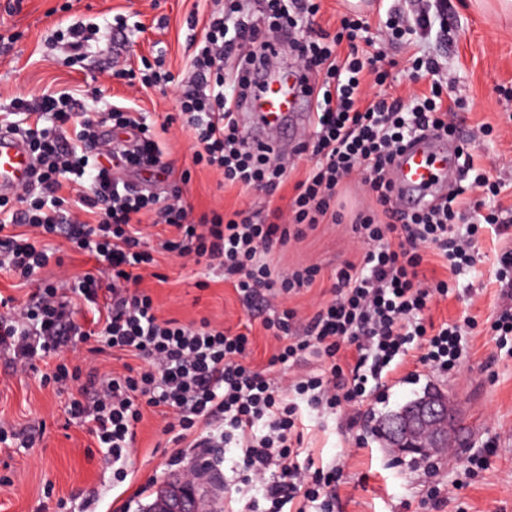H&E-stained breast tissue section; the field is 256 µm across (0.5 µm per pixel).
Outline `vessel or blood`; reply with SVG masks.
I'll use <instances>...</instances> for the list:
<instances>
[{
  "instance_id": "obj_1",
  "label": "vessel or blood",
  "mask_w": 512,
  "mask_h": 512,
  "mask_svg": "<svg viewBox=\"0 0 512 512\" xmlns=\"http://www.w3.org/2000/svg\"><path fill=\"white\" fill-rule=\"evenodd\" d=\"M249 84L257 88L238 121L252 147L283 149L290 137L310 120L313 97L301 73L277 69L274 73L249 71ZM33 158L27 144L0 129V195L13 193L31 180ZM453 167L448 162V142L441 138L412 143L392 166L395 199L405 209L429 205L446 193Z\"/></svg>"
}]
</instances>
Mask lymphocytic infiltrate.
<instances>
[{"label": "lymphocytic infiltrate", "instance_id": "lymphocytic-infiltrate-1", "mask_svg": "<svg viewBox=\"0 0 512 512\" xmlns=\"http://www.w3.org/2000/svg\"><path fill=\"white\" fill-rule=\"evenodd\" d=\"M319 11V0H257L253 7L224 0L208 18L179 101L195 164L220 174L227 186L275 197L293 164L273 147H249L235 114L251 93L243 74L268 67L272 38L284 35L296 48V68L315 93L311 132L299 149L316 161L288 201L266 215H198L180 195L167 199L115 177L118 169L147 170L157 181L174 174L158 145L169 124L151 130L135 107L115 106L92 119L63 91L17 99L5 120L7 130L26 140L35 168L32 182L0 199V269L40 286L22 305L0 295V306L11 311L0 317V349L22 366L56 358L53 381H72L79 391L70 418L89 425L112 459L117 482L128 476L124 462L143 410L151 407L177 441L199 453L234 444L243 479L260 486L266 512H310L316 504L326 510L336 497L335 474L308 475L294 462L303 443L300 406L330 414L350 410L355 426L364 418L367 381L397 373L411 344L421 350L418 362L439 372L452 371L463 357L464 320L437 325L425 319L449 285L427 276L423 262L431 255L455 273L472 267L478 226L469 224L462 234L456 226L503 185L466 152L464 190L403 212L389 166L422 132L455 136L456 105L437 78L438 61L426 56L415 57L408 73L411 83H427L426 91L387 94L395 63L377 42L428 28L431 19L390 13L377 39L354 15L329 32L315 22ZM356 178L372 200L353 226L362 259L338 267L332 300L299 317L288 301L313 287L320 267L304 264L279 275L267 256L298 237L303 225L336 223V200ZM84 183L89 191H81ZM73 184L76 194L63 197L64 186ZM147 222L169 231L161 248L170 257L223 267L236 292L264 311L262 324L279 341L274 361L299 367L298 375L283 382L246 363L247 334L205 318L185 324L158 316L152 295L139 287L142 270L154 261L143 236ZM53 236L94 257L95 271L41 281L57 257L44 243ZM94 337L99 352L126 357L123 372L100 376L69 366L77 343ZM311 353L327 362L326 370H306Z\"/></svg>", "mask_w": 512, "mask_h": 512}]
</instances>
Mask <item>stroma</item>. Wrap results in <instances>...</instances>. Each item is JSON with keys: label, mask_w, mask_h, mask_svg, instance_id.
Here are the masks:
<instances>
[{"label": "stroma", "mask_w": 512, "mask_h": 512, "mask_svg": "<svg viewBox=\"0 0 512 512\" xmlns=\"http://www.w3.org/2000/svg\"><path fill=\"white\" fill-rule=\"evenodd\" d=\"M404 11L424 8L437 20L430 33L395 41L388 49L395 60L392 73L400 92L411 88L405 71L414 57L432 56L442 69L441 80L460 98L459 141L482 169L502 179L503 205L512 204V12L499 0H386ZM0 0V32L16 38L7 55H0V111L17 97L44 92L73 91L84 113L97 117L111 105L135 100L148 123L161 124L177 115L182 80L191 70L195 47L205 36L204 20L213 0H19L6 12ZM80 24L97 34L74 61L65 49L69 28ZM161 57L173 83L138 92L115 76L141 59ZM487 123L489 136L474 135L476 124ZM164 160L175 170L189 171L188 183L179 179L157 186L159 194L180 190L196 211L212 208L268 206L263 193L224 189L219 177L193 166V144L172 129L160 139ZM360 182L348 184L337 206L342 223L321 224L300 241L277 248L269 257L284 274L306 263L318 264V286L293 297L291 306L312 311L329 299L330 277L344 261H356L351 225L366 207ZM480 261L474 268L452 273L447 299L435 302L430 315L472 317L464 338L467 356L448 373L409 361L385 386L368 385L364 422L350 426L345 413L323 416L304 413V443L295 463L340 469V498L336 512H512V352L491 338L501 287L495 279L497 257L512 248V237L484 226L477 236ZM155 276L145 277L165 318L183 322L209 318L234 331L249 330L250 357L275 378L288 377L283 364L269 365L277 341L261 327L246 303L225 282L221 272L205 265L158 255ZM10 352L0 350V422L29 435L26 445L0 446V512H138L155 501L160 486L185 476L195 451L185 450L174 434L163 433V420L146 412L134 447L126 460L124 483L112 480V461L85 427L66 425L67 411L77 389L74 384L42 385L44 364L17 371L10 368ZM431 386L449 390L460 409V430L452 457L433 458L420 465L412 456L397 457L377 432L380 419L421 396ZM185 461L173 464L176 454ZM219 468L196 487L208 512H226L230 498L255 500L253 512H263L261 492L238 484L237 448L219 449ZM481 462L469 469L471 459ZM440 490L444 502L434 507L430 494Z\"/></svg>", "instance_id": "35a3bbf8"}]
</instances>
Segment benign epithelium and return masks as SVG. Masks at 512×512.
<instances>
[{
    "label": "benign epithelium",
    "instance_id": "7a95c632",
    "mask_svg": "<svg viewBox=\"0 0 512 512\" xmlns=\"http://www.w3.org/2000/svg\"><path fill=\"white\" fill-rule=\"evenodd\" d=\"M457 426V405L438 387L394 413L387 421L385 438L397 455L442 456L448 454ZM149 512H201L194 483L184 480L160 490Z\"/></svg>",
    "mask_w": 512,
    "mask_h": 512
}]
</instances>
